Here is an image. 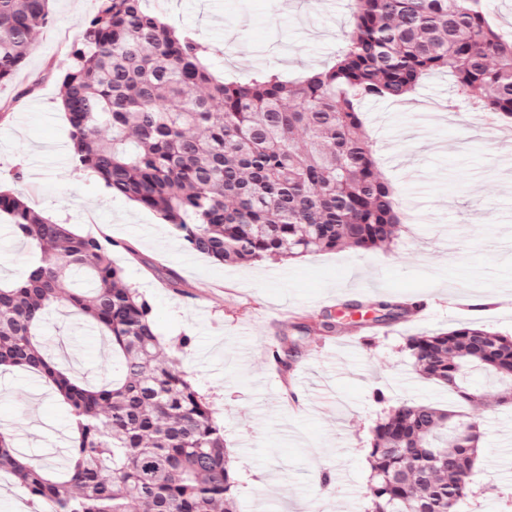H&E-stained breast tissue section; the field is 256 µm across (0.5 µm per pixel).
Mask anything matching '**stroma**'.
<instances>
[{
	"mask_svg": "<svg viewBox=\"0 0 512 512\" xmlns=\"http://www.w3.org/2000/svg\"><path fill=\"white\" fill-rule=\"evenodd\" d=\"M210 49L221 78L272 70L293 80L333 60L354 23L352 0H146ZM96 0H52L53 21L11 82L0 85V183L78 234L114 243L112 260L152 308L160 341L191 343L179 367L213 406L236 473L240 512H368L371 429L385 401L444 404L401 347L406 336L478 322L512 336V128L488 125L468 105L449 108L447 75L402 100L360 105L381 175L403 217L393 243L297 261L223 265L189 250L149 210L112 196L66 148L61 66ZM388 113L378 129L375 111ZM22 170L23 181L11 178ZM175 286H168L169 274ZM408 301L422 320L307 338L293 370L274 375L265 348L294 336V318L333 308V295ZM54 359L102 380L112 351L58 307L40 329ZM473 417L484 432L480 490L461 512H512V412L486 399ZM0 427L18 448L61 462L72 436L60 397L22 370L0 372Z\"/></svg>",
	"mask_w": 512,
	"mask_h": 512,
	"instance_id": "obj_1",
	"label": "stroma"
}]
</instances>
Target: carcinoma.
Returning a JSON list of instances; mask_svg holds the SVG:
<instances>
[{
    "label": "carcinoma",
    "instance_id": "obj_1",
    "mask_svg": "<svg viewBox=\"0 0 512 512\" xmlns=\"http://www.w3.org/2000/svg\"><path fill=\"white\" fill-rule=\"evenodd\" d=\"M354 24L332 65L287 81L261 71L216 79L200 42L177 33L143 0H98L63 67V111L73 160L112 195L155 212L195 253L215 262L295 260L396 236L395 192L380 176L358 112L368 98L400 100L434 71L465 103L512 121V39L490 24L482 0H353ZM50 0H0V84L21 69ZM27 243L22 277L0 281V367L36 375L67 406L73 436L62 465L19 461L0 428V472L35 512H236L224 429L209 402L164 352L139 293L101 239L45 218L0 188V223ZM66 305L107 337L112 378L89 387L46 353L36 330ZM298 327L275 351L295 361L303 335L333 333L363 312ZM375 324L408 308L386 301ZM405 352L448 388L456 409L402 402L373 429L371 512H460L475 494L483 394L466 385L485 371L496 403L512 406V336L463 324L411 336Z\"/></svg>",
    "mask_w": 512,
    "mask_h": 512
}]
</instances>
